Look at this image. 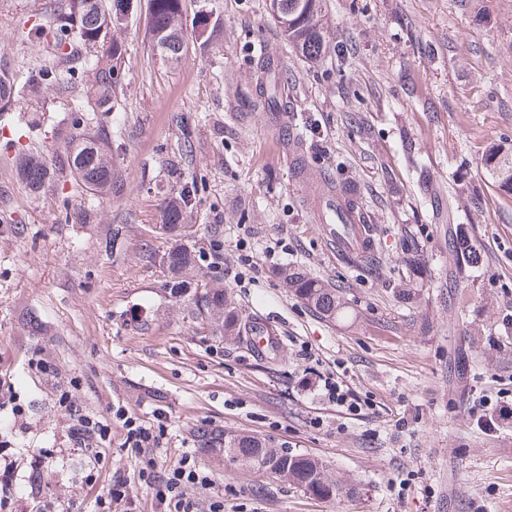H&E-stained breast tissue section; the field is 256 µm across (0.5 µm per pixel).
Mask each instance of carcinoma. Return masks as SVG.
Segmentation results:
<instances>
[{"label": "carcinoma", "mask_w": 512, "mask_h": 512, "mask_svg": "<svg viewBox=\"0 0 512 512\" xmlns=\"http://www.w3.org/2000/svg\"><path fill=\"white\" fill-rule=\"evenodd\" d=\"M112 4L116 8L107 11L100 0H67L55 17L56 48L65 74L39 70L20 87L0 77V107L6 108L13 98L21 95L38 96L44 82L63 84L65 76H74L77 65L81 64L96 74L95 111H112V81L123 50L122 44L107 38V34L120 22L118 14L131 7V0H112ZM279 4L281 16L287 19L282 28L288 43L307 59L321 58L327 48L323 0H279ZM181 12L182 0H150V31L156 46L172 58L180 56L185 47ZM195 37L202 46L217 43L221 37L218 17L210 11L199 12L195 18ZM486 154V170L492 183L501 194L512 196V147L492 144ZM18 159L25 186L33 190L45 187L50 177L46 160L21 151ZM56 164L61 170L77 174L86 189L100 195L112 193L116 180L112 168V132L100 127L91 136L70 135L64 153L56 155ZM196 195V182H184L179 196L163 212L161 229L172 232L184 227L183 215L192 211ZM452 248L465 267H474L481 261L480 253L464 235L452 241ZM162 260L175 275V280L169 282V295L187 301L193 318L210 326L218 339L250 341L253 323L242 320L228 304L223 288L191 287L196 257L189 246L182 244L169 250ZM278 275L294 296L324 318L334 319L345 308L340 290L329 288L304 272L282 268ZM194 437L202 454L213 457L222 451L236 465L291 483L312 496L330 499L352 491L319 459L305 454L290 455L264 438L245 434L226 438L223 431L210 428L198 429Z\"/></svg>", "instance_id": "1"}]
</instances>
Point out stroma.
Wrapping results in <instances>:
<instances>
[{"label":"stroma","instance_id":"obj_1","mask_svg":"<svg viewBox=\"0 0 512 512\" xmlns=\"http://www.w3.org/2000/svg\"><path fill=\"white\" fill-rule=\"evenodd\" d=\"M326 2L329 48L312 62L268 0H183L186 48L168 59L149 0H136L114 31L124 49L115 106L98 117L120 143L111 195L70 175L31 192L9 144L25 116V153L54 162L81 119L74 102L94 96L92 71L67 91L16 99L0 119V471L10 474L0 512L92 507L111 476L134 469L121 448L126 414L163 427L159 463L197 456L211 478L186 489L199 512L218 497L224 512H512V197L484 166L489 145H512V0ZM55 7L0 0V75L20 85L58 64ZM202 9L223 22L210 48L194 36ZM272 93L273 122L260 105ZM185 178L198 189L194 235L159 236ZM329 188L357 201L375 270L330 248L313 208ZM84 206L81 224L72 215ZM459 228L478 267H459ZM184 243L199 286L224 287L243 318L263 315L282 333L277 360L213 338L170 297L162 256ZM286 266L342 290L344 316L322 318L287 291ZM329 375L348 407L323 395ZM73 407L108 424L102 447L75 445ZM201 427L317 457L356 493L315 499L215 463L198 452Z\"/></svg>","mask_w":512,"mask_h":512}]
</instances>
